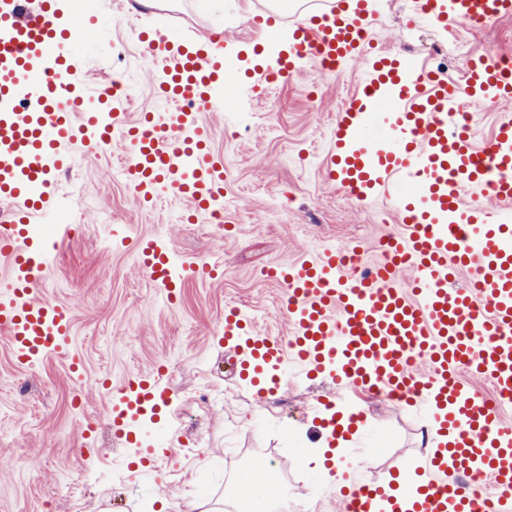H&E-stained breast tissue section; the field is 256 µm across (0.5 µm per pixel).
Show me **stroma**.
<instances>
[{"label": "stroma", "instance_id": "obj_1", "mask_svg": "<svg viewBox=\"0 0 512 512\" xmlns=\"http://www.w3.org/2000/svg\"><path fill=\"white\" fill-rule=\"evenodd\" d=\"M96 30L78 46L91 90L105 89L113 52L123 47L136 91L125 119L161 111L157 64L138 31L196 41L230 38L226 52L250 78L259 56L282 48L299 18L284 10L272 29L256 24L270 0H84ZM376 47L434 64L447 38L417 19L414 0H376ZM469 47L490 44L512 56V17L460 24ZM363 68L321 73L305 63L287 79L262 86L229 110H204L210 150L224 158L225 232L207 215L185 218L174 192L141 205L121 175L122 159L106 150L78 155L54 187L71 202L81 236L58 242L56 260L37 284L41 300L72 312L70 354L19 364L0 332V512H158L161 500L204 507L230 500L231 484L248 478L237 457L256 453L281 463L272 479L299 512H342L333 482L307 457L321 447L320 413H364L361 428L338 454L355 482H384L398 468L417 470L432 445L434 424L422 406L397 404L292 373L263 410L224 351V312L235 307L258 329L289 339L285 288L265 276L330 244L363 251L362 264L399 224L388 202L358 207L324 179L336 111L359 88ZM162 240L185 262L206 263L214 276L188 277L174 297L155 288L139 259L140 240ZM145 373L166 389L161 414L138 416L135 439L112 431L108 391Z\"/></svg>", "mask_w": 512, "mask_h": 512}]
</instances>
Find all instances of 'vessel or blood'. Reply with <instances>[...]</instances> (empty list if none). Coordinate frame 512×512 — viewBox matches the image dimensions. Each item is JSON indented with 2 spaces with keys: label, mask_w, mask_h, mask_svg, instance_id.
Masks as SVG:
<instances>
[{
  "label": "vessel or blood",
  "mask_w": 512,
  "mask_h": 512,
  "mask_svg": "<svg viewBox=\"0 0 512 512\" xmlns=\"http://www.w3.org/2000/svg\"><path fill=\"white\" fill-rule=\"evenodd\" d=\"M354 2L349 10L344 0H311L276 65L259 69L256 81L274 83L308 61L329 71L362 63L363 84L336 114L326 179L356 205L388 199L403 231L386 239L380 261L361 268H350L333 246L295 266H273L287 288L290 340L258 332L232 308L224 313V346L242 378L265 370L261 394L281 389L279 371L291 363L309 376L433 409L445 441L428 455L427 480L402 504L381 485H353L342 493L344 512H512V425L502 418L503 398L512 399V117L480 147L459 118L465 103L512 97V64L480 50L462 85L449 83L417 58L369 51L371 2ZM417 3L420 15L444 28L512 15V0ZM59 14L55 0H0V198L15 206L0 225V255L10 261L0 329L23 361L69 345L68 310L31 297L54 252L30 224L72 233L56 221L63 154L114 149L138 201L171 187L195 211H211L224 197V164L207 148L197 112L223 107L217 90L237 98L245 88L211 45L148 40L159 86L179 109L127 126L84 85L76 46L92 19ZM485 194L500 203L498 215L474 204ZM141 256L157 287L181 286L157 241L145 242ZM462 272L468 284L454 287ZM473 376L490 383L492 396L475 390ZM165 399L158 384L134 376L112 396L113 431L130 435L144 404ZM356 422L336 414L318 420L333 440Z\"/></svg>",
  "instance_id": "obj_1"
}]
</instances>
